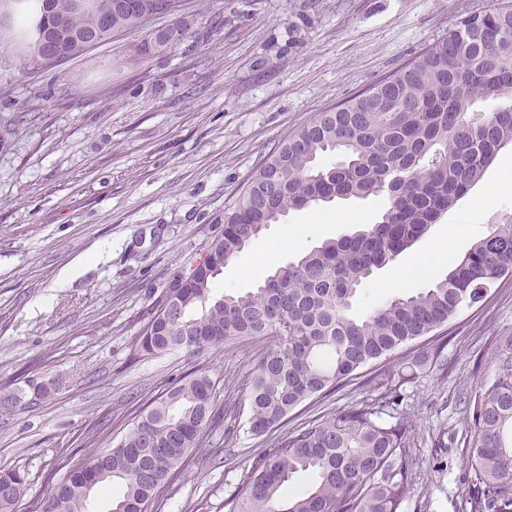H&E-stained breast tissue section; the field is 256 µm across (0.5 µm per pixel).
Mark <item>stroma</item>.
Returning <instances> with one entry per match:
<instances>
[{
    "label": "stroma",
    "mask_w": 512,
    "mask_h": 512,
    "mask_svg": "<svg viewBox=\"0 0 512 512\" xmlns=\"http://www.w3.org/2000/svg\"><path fill=\"white\" fill-rule=\"evenodd\" d=\"M512 0H183L207 15L194 38L154 57L131 56L141 31L86 55L33 69L0 47V395L29 371L58 388L35 408L0 415V469L25 473L18 512L70 469L112 446L184 375L217 384L221 425L202 454L160 493L152 512H228L256 456L298 425L369 397L363 380L298 406L268 434H248L250 381L268 339L195 353L137 356L136 339L171 281L198 264L224 229V210L293 130L419 56L460 21ZM384 198L339 200L268 225L213 283L214 295L263 283L323 240L375 223ZM512 215V149L412 247L362 286L356 312L396 296L387 282L410 253L448 252L404 274L427 287L468 251L476 228ZM315 225L306 233V225ZM302 245L255 255L292 234ZM68 280H61V273ZM447 370L422 369L402 409L419 442L415 481L399 512H458L468 489L460 394L476 380L473 352L492 357L512 336V282L447 327ZM446 430V445L433 436Z\"/></svg>",
    "instance_id": "obj_1"
}]
</instances>
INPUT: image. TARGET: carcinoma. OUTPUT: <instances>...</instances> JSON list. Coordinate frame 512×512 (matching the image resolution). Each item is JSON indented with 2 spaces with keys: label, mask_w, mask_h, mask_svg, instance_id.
Masks as SVG:
<instances>
[{
  "label": "carcinoma",
  "mask_w": 512,
  "mask_h": 512,
  "mask_svg": "<svg viewBox=\"0 0 512 512\" xmlns=\"http://www.w3.org/2000/svg\"><path fill=\"white\" fill-rule=\"evenodd\" d=\"M0 11V44L36 69L48 64L36 31L60 25L62 58L86 53L115 34L143 28L157 0L131 12L112 4V28L97 9L77 0H9ZM490 103V110L478 105ZM512 145V8L474 14L403 67L343 105L321 112L281 143L224 210V231L209 244L208 261L181 274L142 329L138 351L163 355L220 346L246 336H270L250 391V432L261 436L300 404L327 397L404 345L434 336L462 310L512 280V216L426 288L352 312L362 283L426 234ZM340 155L334 165L321 159ZM383 195L379 221L325 240L276 268L255 290L211 293L213 281L262 229L291 211L337 199ZM442 344L405 356L367 380L377 395L340 406L298 426L253 461L242 475L230 512H398L411 482L403 459L415 447L408 416L390 421L400 388L427 363L441 362ZM53 383L27 380L19 396L0 397V414L41 405ZM216 392L205 374L189 373L144 410L111 448L71 471L32 512H84L95 489L118 483L110 512H150L161 488L203 447L218 426ZM470 484L461 512H512V336L498 343L489 374L462 393ZM298 473L311 486L290 487ZM25 489L16 469L0 470V512H15Z\"/></svg>",
  "instance_id": "obj_1"
}]
</instances>
